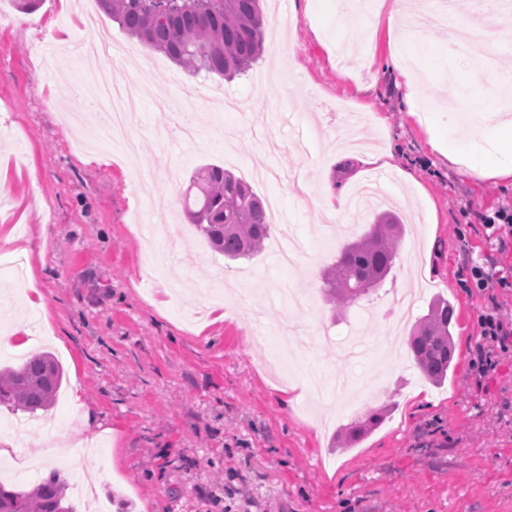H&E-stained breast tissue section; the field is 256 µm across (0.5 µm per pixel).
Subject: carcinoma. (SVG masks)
I'll return each instance as SVG.
<instances>
[{
    "label": "carcinoma",
    "mask_w": 512,
    "mask_h": 512,
    "mask_svg": "<svg viewBox=\"0 0 512 512\" xmlns=\"http://www.w3.org/2000/svg\"><path fill=\"white\" fill-rule=\"evenodd\" d=\"M105 12L147 49L165 54L187 72L216 74L230 80L250 69L264 52L260 0H187L178 12L157 20L144 0H99ZM183 209L200 235L229 259L251 258L269 238L271 224L263 201L233 173L215 165L202 167L185 190ZM403 224L384 212L357 241L344 245L323 277L328 299L353 304L377 290L391 273ZM453 305L435 299L407 340L420 374L441 386L455 353L451 332ZM64 371L49 353L30 356L20 367L0 369V404L14 411H47L56 400ZM382 420L374 411L346 428L350 445ZM69 484L52 470L32 489L15 491L0 484V512H78Z\"/></svg>",
    "instance_id": "cac0c4a2"
}]
</instances>
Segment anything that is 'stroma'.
Returning a JSON list of instances; mask_svg holds the SVG:
<instances>
[{"instance_id": "stroma-1", "label": "stroma", "mask_w": 512, "mask_h": 512, "mask_svg": "<svg viewBox=\"0 0 512 512\" xmlns=\"http://www.w3.org/2000/svg\"><path fill=\"white\" fill-rule=\"evenodd\" d=\"M368 2L370 28L344 61L336 0H263L265 39L284 49L234 80L190 75L159 52L140 74L113 68V84H142L133 162L73 94L81 71L108 63L75 53L95 34L74 0L28 13L0 0V235L15 239L0 246V334L24 329L0 364L48 351L65 373L48 412L0 405V458L27 464L6 474L11 485L32 488L57 468L55 448L83 439L92 453L57 468L86 481L81 512L116 491L133 512H512V355L484 374L472 365L479 315L512 312V288L463 287L473 262L512 274V233L481 221L512 207V183L460 171L433 147L449 115H463L464 139L478 138L485 107L512 115V92L467 83L483 47L448 44L468 25L512 29V9L437 0L446 22L425 51L389 29L381 0ZM410 58L412 105L398 70ZM199 93L195 140L158 134L157 102ZM224 94L239 111H224ZM208 164L243 179L300 174L252 182L279 205L271 244L253 258L213 251L181 209ZM377 175L386 200L341 220L325 212V184L349 194ZM385 210L405 223L393 279L337 313L321 275ZM287 227L303 246L296 275L272 248ZM30 243L45 254L23 255ZM30 285L41 305L25 303ZM409 291L415 317L439 296L455 308L453 367L438 387L408 349L383 343L393 301ZM320 326L331 340L305 343ZM377 409L380 425L337 447L353 417Z\"/></svg>"}]
</instances>
